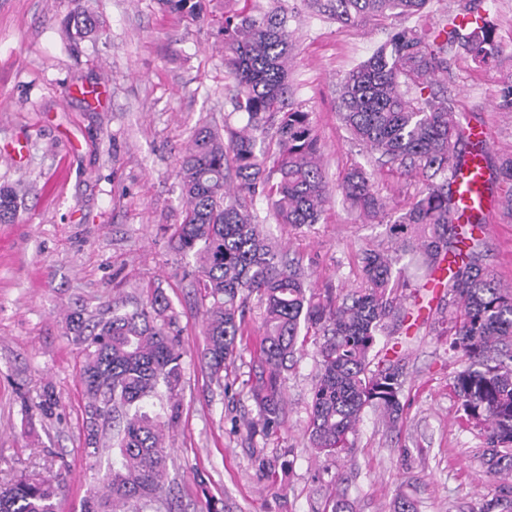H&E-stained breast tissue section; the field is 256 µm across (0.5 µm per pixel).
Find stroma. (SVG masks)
Masks as SVG:
<instances>
[{"label":"stroma","mask_w":512,"mask_h":512,"mask_svg":"<svg viewBox=\"0 0 512 512\" xmlns=\"http://www.w3.org/2000/svg\"><path fill=\"white\" fill-rule=\"evenodd\" d=\"M258 2L294 16L290 92L311 114L330 185L360 166L397 206L368 223L334 194L319 224L295 230L255 200L265 230L299 258L316 292L348 290L360 283L362 249L392 251L409 238L396 212L422 180L378 167L351 139L337 116L339 81L394 30L431 29L465 0H431L422 15L353 26L303 0ZM74 7L0 0V187L22 200L13 221L0 223V486L59 472L60 512H81L100 475L81 452L83 352L66 333V316L99 313L122 297L142 302L159 287L182 329L180 419L165 441L175 512H327L333 491L353 512H389L399 495L417 512H479L495 487L480 461L483 431L463 418L451 388L464 362L448 349L451 324L437 310L438 291L405 301L430 316L395 337L406 361L398 428L365 412L347 454L315 456L307 428L319 365L309 341L284 384L278 430L249 433L261 310L250 302L231 370L211 378L196 281L170 244L184 206L179 165L195 127L246 122L233 109L216 28L178 21L157 0H94L97 31L73 40L64 20ZM479 8L502 52L491 70L449 54L447 87L460 121L489 130L496 163L512 156V0H480ZM480 239L483 265L512 286V223L494 220ZM49 389L59 401L54 415L29 411Z\"/></svg>","instance_id":"obj_1"}]
</instances>
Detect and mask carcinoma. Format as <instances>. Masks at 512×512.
Returning <instances> with one entry per match:
<instances>
[{
  "mask_svg": "<svg viewBox=\"0 0 512 512\" xmlns=\"http://www.w3.org/2000/svg\"><path fill=\"white\" fill-rule=\"evenodd\" d=\"M232 2L238 7L224 11L218 23L225 73L247 122L226 124L222 134L207 125L195 131L179 169L182 221L170 236L173 249L194 262L207 367L217 376L234 363L237 340L246 331L244 304L257 296L263 308L252 388L258 418L247 427L254 434L279 428L290 362L299 341L312 335L319 339L320 369L308 440L317 454L336 456L346 450L366 410L393 428L399 424L403 357L395 350L379 356L376 339L402 329L411 317L398 291L439 288L448 297L453 323L450 346L468 362L452 389L464 415L484 428L482 463L498 482L483 512H512V288L502 287L482 266L480 240L461 236L453 189L456 170L478 154L488 162L489 151L477 149L473 128L454 118L437 80L448 75L450 48L477 63L499 55L488 21L464 6L428 34L398 29L340 81L338 115L352 138L384 165L419 171L426 187L398 220L413 229L414 242L404 253L422 276L412 282L395 269L398 258L365 249L361 286L339 302L330 289L322 296L314 292L287 266L253 210L260 196L277 223L311 226L321 219L328 186L310 113L288 96L290 16L278 8L260 10L253 0ZM307 2L322 16L354 25L366 17L418 15L430 0ZM159 3L167 14L208 20L206 0ZM471 14L477 21L463 24ZM70 21L79 38L97 29L83 0H77ZM341 190L343 200L369 220L389 208L360 167L347 174ZM17 208V191L0 187V222L13 218ZM67 330L84 346V458L101 462L103 432H112V458L101 486L86 497L84 512H149L164 500L172 512L165 437L180 412L177 313L156 288L148 303L129 309L125 300H115L112 315L95 321L76 309L67 317ZM62 481L59 474L19 478L0 489V512H56Z\"/></svg>",
  "mask_w": 512,
  "mask_h": 512,
  "instance_id": "cac0c4a2",
  "label": "carcinoma"
}]
</instances>
